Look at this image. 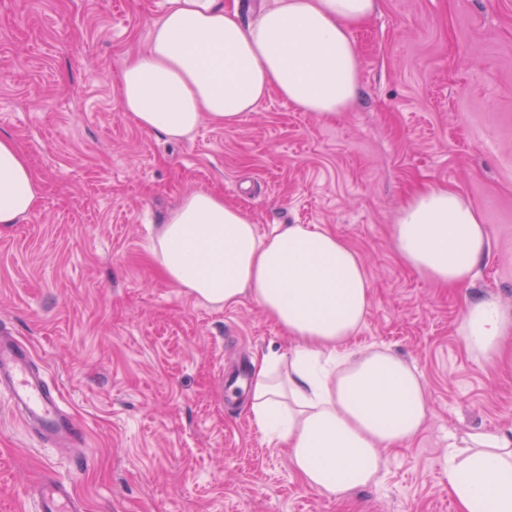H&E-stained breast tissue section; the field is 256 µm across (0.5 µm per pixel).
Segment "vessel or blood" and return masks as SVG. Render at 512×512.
<instances>
[{
  "instance_id": "b4317fda",
  "label": "vessel or blood",
  "mask_w": 512,
  "mask_h": 512,
  "mask_svg": "<svg viewBox=\"0 0 512 512\" xmlns=\"http://www.w3.org/2000/svg\"><path fill=\"white\" fill-rule=\"evenodd\" d=\"M3 390L10 394L16 414L28 420L44 442L68 452L84 447L85 429L63 408L59 388L45 380L28 345L0 329ZM38 503L39 512H84L81 500L62 482L43 483Z\"/></svg>"
}]
</instances>
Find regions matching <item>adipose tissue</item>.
Segmentation results:
<instances>
[{"mask_svg":"<svg viewBox=\"0 0 512 512\" xmlns=\"http://www.w3.org/2000/svg\"><path fill=\"white\" fill-rule=\"evenodd\" d=\"M148 49L117 79L123 112L146 132L189 139L202 124L235 128L270 93L324 121L355 101L361 59L353 30L380 0H263L242 25L225 0H166ZM39 178L0 136V225L36 207ZM395 253L444 288L470 283L489 251L479 208L438 184L410 193L391 232ZM152 253L165 278L216 308L257 303L293 341L255 363L247 392L260 432L283 444L302 483L343 496L379 482L385 454L408 445L427 416L426 385L380 346L352 348L371 284L361 256L331 231L285 224L260 233L240 207L200 189L160 225ZM512 310L471 298L458 336L467 356L495 366ZM448 489L458 512H512V430L475 431L448 448Z\"/></svg>","mask_w":512,"mask_h":512,"instance_id":"ef3b65f1","label":"adipose tissue"}]
</instances>
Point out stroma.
<instances>
[{
  "label": "stroma",
  "instance_id": "1",
  "mask_svg": "<svg viewBox=\"0 0 512 512\" xmlns=\"http://www.w3.org/2000/svg\"><path fill=\"white\" fill-rule=\"evenodd\" d=\"M165 0H0V134L42 186L0 226V327L33 351L88 428L79 455L40 445L0 399V512H34L49 476L85 512H456L451 438L512 428V337L480 367L457 326L478 294L512 308V0H381L354 29L360 94L327 123L269 95L231 130L174 144L118 108ZM436 183L480 209L489 254L473 282L433 286L391 247L406 194ZM196 189L269 232L312 224L365 262L371 296L353 347L390 348L428 395L419 435L378 484L306 487L253 426L224 369L291 342L253 301L217 309L174 287L152 255L159 224Z\"/></svg>",
  "mask_w": 512,
  "mask_h": 512
}]
</instances>
